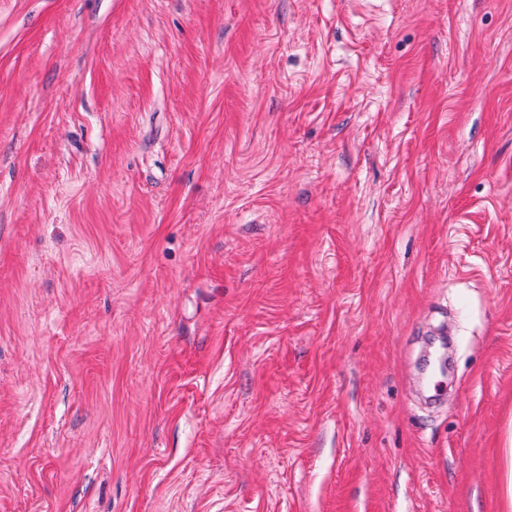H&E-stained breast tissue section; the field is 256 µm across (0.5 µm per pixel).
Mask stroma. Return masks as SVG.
Returning a JSON list of instances; mask_svg holds the SVG:
<instances>
[{
    "label": "stroma",
    "mask_w": 512,
    "mask_h": 512,
    "mask_svg": "<svg viewBox=\"0 0 512 512\" xmlns=\"http://www.w3.org/2000/svg\"><path fill=\"white\" fill-rule=\"evenodd\" d=\"M511 466L512 0H0V512Z\"/></svg>",
    "instance_id": "1"
}]
</instances>
